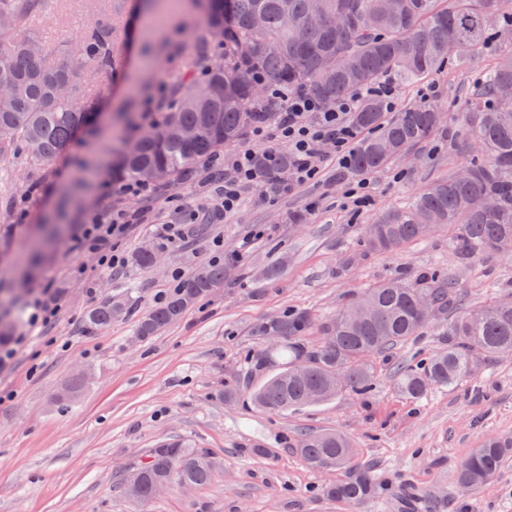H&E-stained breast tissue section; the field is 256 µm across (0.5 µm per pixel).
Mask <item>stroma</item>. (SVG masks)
Returning a JSON list of instances; mask_svg holds the SVG:
<instances>
[{
    "label": "stroma",
    "instance_id": "1",
    "mask_svg": "<svg viewBox=\"0 0 512 512\" xmlns=\"http://www.w3.org/2000/svg\"><path fill=\"white\" fill-rule=\"evenodd\" d=\"M156 10L166 25L127 0V25L115 33L127 48L116 54L111 73L89 82L102 111L93 134L80 135L39 166L0 165V225L12 227L11 256L25 251L36 224L70 186L76 159L111 157L113 113L160 111L171 99L174 77L186 75L197 39L211 35L206 15L186 0L174 6L159 0ZM113 17L111 0H44L32 30L65 51L89 26L111 25ZM502 45L499 33H491L488 50L468 70L445 68L415 87H396L393 104L426 99L444 106L462 97ZM334 153L324 146L318 182L277 195L245 187L236 213L222 224L190 225L183 243L165 246V262L153 271L107 270L97 253L72 251L71 233L93 214L126 210L132 220L119 250L130 256L155 240L175 205L206 206L210 184L161 183L149 197L116 195L111 165L100 168L74 198L69 234L27 285V297L48 293L57 308L52 324L45 335L32 336L27 323H19L13 356L0 365V512H512V461L478 495L454 481L471 448L487 436L512 433V357L487 361L457 386L433 389L417 402L398 390L395 363L436 351L440 323L375 360L370 395L346 391L322 404L272 413L256 408L242 389L260 378L255 358L262 343L254 326L288 312L323 321L364 288L423 272L453 278L469 305L512 297V256L461 259L450 227L434 228L393 252L363 245L365 227L380 211L476 160V152L461 146L456 125L420 148L417 162L367 173L369 202L360 208L347 198L359 180L337 179ZM293 213L304 215L305 223H289ZM216 239L224 242L232 282L161 335L138 342L137 320L168 293L173 270L188 275L211 263ZM111 295L129 297L130 312L87 330L86 312ZM79 374L82 389L60 405L59 391ZM229 385L242 389L233 403L220 396ZM329 430L353 439L362 460L375 465L379 498L352 507L327 497L335 474L309 469L293 443L300 433ZM163 441L207 449L214 461L209 483L174 485L146 503L128 499L119 478Z\"/></svg>",
    "mask_w": 512,
    "mask_h": 512
}]
</instances>
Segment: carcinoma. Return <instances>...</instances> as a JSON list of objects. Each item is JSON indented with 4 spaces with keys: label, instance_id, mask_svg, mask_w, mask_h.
Segmentation results:
<instances>
[{
    "label": "carcinoma",
    "instance_id": "1",
    "mask_svg": "<svg viewBox=\"0 0 512 512\" xmlns=\"http://www.w3.org/2000/svg\"><path fill=\"white\" fill-rule=\"evenodd\" d=\"M44 0H0V162L23 158L30 166L45 163L69 148L75 132L88 121L93 100L86 92L89 71L105 73L114 64L111 31L93 28L84 33L75 51L55 59L44 41L27 26L29 16ZM207 12L210 28L223 43L224 63L207 57V46H196L204 58L203 82L173 83L174 101L149 127L154 137H138L136 148L123 153L120 172L142 182L184 180L192 168L211 160L246 139L257 126L275 121L276 113L258 112L253 75L299 88L325 104H334L384 77L408 84L434 76L443 65L464 69L479 56L496 27L512 40V0H195ZM263 17L260 29L254 16ZM224 87L215 100L212 88ZM512 85V47L498 56L457 113L463 143L477 145L484 160L468 165L461 180L452 172L435 181L411 202L381 212L365 228L369 249L395 250L427 234L426 224L456 227L455 250L463 258L495 252L503 240L512 241V98L501 95ZM382 100L366 95L348 119L362 136L351 146L348 172L361 175L383 169L413 154L447 131V110L427 102L404 105L392 117ZM174 125L201 129L190 143L166 137ZM267 189L275 191L290 169L282 153L275 166L258 155ZM492 196L498 207L488 210L482 199ZM52 225L28 251L15 260L13 279H28ZM132 268L151 267L152 253L137 248ZM230 270L211 263L179 282L169 298L142 315L139 340H147L180 319L201 298L224 287ZM432 304L418 311L422 299ZM125 298H108L89 309L86 324L99 329L129 313ZM447 326L440 332L442 347L432 355L397 368L399 391L419 400L435 387H449L472 374L481 361L512 350V305L496 300L464 311L453 283L435 273L415 279L377 283L355 295L336 316L318 324L306 313L287 315L254 328L260 339L275 336L279 343L261 353L275 366L251 389L253 402L269 411L288 412L322 403L350 390L369 394L375 385L372 359L398 344L421 336L434 320ZM15 323L0 303V345L11 340ZM320 330L321 342L311 348L306 337ZM295 448L317 472H338L341 478L326 486L329 498L357 505L377 497L379 485L372 467L358 459L357 448L339 432L301 435ZM512 458V434L484 439L460 462L456 483L479 493L492 485ZM138 470L137 500L148 501L165 481L194 487L210 481L213 462L208 450L171 441L149 450Z\"/></svg>",
    "mask_w": 512,
    "mask_h": 512
}]
</instances>
